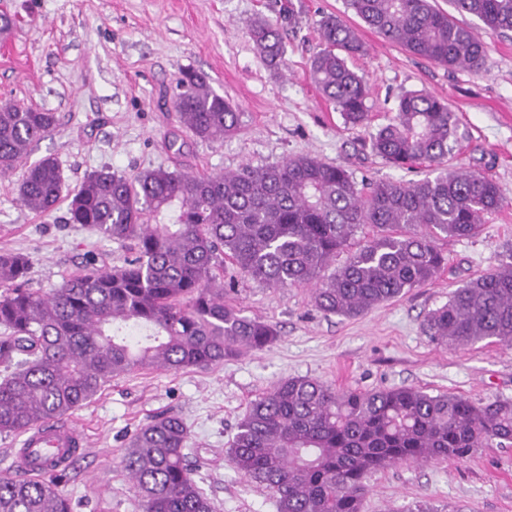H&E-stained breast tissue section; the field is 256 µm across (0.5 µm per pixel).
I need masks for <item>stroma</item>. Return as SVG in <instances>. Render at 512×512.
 Here are the masks:
<instances>
[{
  "instance_id": "obj_1",
  "label": "stroma",
  "mask_w": 512,
  "mask_h": 512,
  "mask_svg": "<svg viewBox=\"0 0 512 512\" xmlns=\"http://www.w3.org/2000/svg\"><path fill=\"white\" fill-rule=\"evenodd\" d=\"M14 16L13 36L0 38V100L54 113L52 134L27 162L55 157L69 188L107 166L128 177L154 169L224 173L264 167L308 154L343 167L358 184L415 182L426 165L394 167L371 150V138L394 116L396 96L427 91L457 117L448 163L485 174L505 200L486 216L478 237L438 236L448 264L431 282L369 312L348 318L318 310L311 287L267 286L237 277L225 300L242 315L271 322L278 339L201 370H133L113 379L70 419L85 446L61 490L73 512H141L139 492L121 459L131 435L156 417L176 415L189 431L188 461L214 512H277L275 498L228 462L225 451L250 402L279 380L309 377L337 390L415 386L473 402L512 399V348L484 342L466 348L428 336L429 311L470 279L497 268L512 246V32H494L458 15L486 44L477 72L415 56L370 29L345 0H0ZM299 15L284 28L280 66L264 65L250 28L256 17L278 22L283 5ZM334 15L354 28L363 54L349 68L370 85L367 119L345 123L310 78L320 49L317 22ZM204 73L214 91L241 114L224 140L197 139L174 104L181 70ZM177 140L181 152L167 147ZM25 165L0 174V252L31 259L29 285L47 292L87 251L112 265L131 255L68 221L66 204L37 215L18 199ZM363 512H403L423 500L457 502L470 512H512V447L481 448L464 460L396 464L373 474Z\"/></svg>"
}]
</instances>
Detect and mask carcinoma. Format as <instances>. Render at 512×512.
I'll list each match as a JSON object with an SVG mask.
<instances>
[{"label":"carcinoma","mask_w":512,"mask_h":512,"mask_svg":"<svg viewBox=\"0 0 512 512\" xmlns=\"http://www.w3.org/2000/svg\"><path fill=\"white\" fill-rule=\"evenodd\" d=\"M362 21L410 53L453 69L479 71L485 44L430 0H347ZM461 14L493 31H512V0H452ZM322 49L311 77L347 124L367 117L369 87L346 57L359 54L355 31L334 16L318 21ZM250 36L260 60L283 56L279 28L256 20ZM183 123L203 141L233 134L240 113L205 75L183 70L176 82ZM56 126L52 112L0 105V173L25 158ZM457 121L429 92L396 97L395 116L371 139L396 167L427 163L413 182L364 190L344 168L310 155L209 175L155 169L131 179L108 167L67 189L58 160L29 165L20 202L49 217L68 200L69 221L99 237L134 243L135 256L108 266L95 254L49 293L29 287L30 257L0 254V436L20 435L88 403L112 379L137 368L206 369L237 352L263 350L275 328L224 301L215 269L265 285L314 287L327 314L358 316L431 281L445 265L440 234L469 238L503 207L496 183L449 169ZM365 227L375 234L329 271L336 254ZM426 332L448 346L488 341L512 348V250L497 269L449 293ZM188 428L158 417L130 438L122 466L140 491L142 512H214L187 463ZM512 445V400L475 404L448 392L401 386L339 392L306 377L284 379L253 400L238 423L228 458L247 480L276 498L278 512H363L368 478L399 463L462 460L477 449ZM74 448L47 458L48 480L0 476V512H73L59 490ZM407 512H468L458 503L423 501Z\"/></svg>","instance_id":"1"}]
</instances>
